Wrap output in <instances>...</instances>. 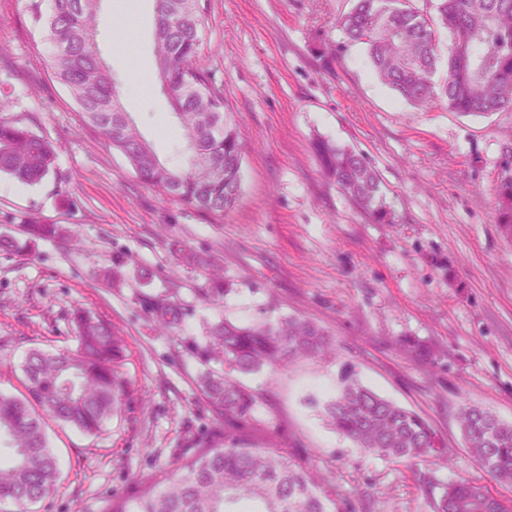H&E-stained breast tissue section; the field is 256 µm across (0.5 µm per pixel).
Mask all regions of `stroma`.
Masks as SVG:
<instances>
[{"label":"stroma","mask_w":512,"mask_h":512,"mask_svg":"<svg viewBox=\"0 0 512 512\" xmlns=\"http://www.w3.org/2000/svg\"><path fill=\"white\" fill-rule=\"evenodd\" d=\"M199 66L224 87L228 112L249 143L241 192L217 216L139 181L127 159L85 126L51 75V50L34 10L51 0H0V96L17 121L53 143L55 169L23 192L0 174V235L30 223L75 236L0 251V392L23 395L33 348L76 346L72 317L91 311L127 342L131 392L99 433L53 419L45 432L60 478L34 512H109L201 445L224 419L196 386L203 370L184 339L205 323L295 316L325 329L336 359L294 361L240 376L258 397L250 443L317 470L343 512H435L445 485L468 481L506 504L498 482L466 450L457 423L466 403L512 423V240L497 223L496 188L512 152V111L468 115L418 109L382 86L361 46L323 69L321 41L350 0H206ZM154 0H101L97 45L123 105L157 154L171 158L179 132L166 99L134 81L155 74ZM361 152L377 170L392 224L373 223L321 172L313 144ZM210 256L231 292L207 301ZM121 274L116 285L104 270ZM176 302L182 327L160 332L152 311ZM423 416L447 463L363 452L326 425L324 405L343 372Z\"/></svg>","instance_id":"obj_1"}]
</instances>
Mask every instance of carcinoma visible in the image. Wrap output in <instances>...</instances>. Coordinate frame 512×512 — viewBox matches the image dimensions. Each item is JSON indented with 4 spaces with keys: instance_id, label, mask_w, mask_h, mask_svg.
I'll use <instances>...</instances> for the list:
<instances>
[{
    "instance_id": "cac0c4a2",
    "label": "carcinoma",
    "mask_w": 512,
    "mask_h": 512,
    "mask_svg": "<svg viewBox=\"0 0 512 512\" xmlns=\"http://www.w3.org/2000/svg\"><path fill=\"white\" fill-rule=\"evenodd\" d=\"M101 0H52L46 19L55 51L49 67L66 88L88 125L98 129L129 162L140 181L212 214L222 215L241 191L244 145L224 88L212 71L197 65L207 24L204 0H156L153 40L158 91L168 101L182 133L177 159L163 160L125 110L112 73L96 48ZM344 42H322L323 68L347 45L365 49L376 78L406 103L427 108L439 103L450 112L488 114L512 108V0H435L426 14L411 0H353L338 19ZM448 33V56L438 54V33ZM445 76L433 77L438 67ZM315 152L327 178L380 224L392 223L383 203L378 172L355 150L321 140ZM56 150L46 138L17 122L0 121V174L27 185L55 168ZM498 224L512 237V178L497 187ZM67 227L28 224L27 241L0 236V251L24 252L36 239L66 237ZM230 291L213 274L205 296L224 301ZM160 328L172 332L178 307L156 305ZM77 348L33 349L23 372L27 394L0 392V441L12 450L0 461V512H29L59 479L43 417L48 415L85 434L99 432L118 410L128 381L120 371L126 343L104 320L79 311L73 318ZM191 349L207 366L197 385L224 417V443L207 444L149 489L132 510L111 512H232L248 501L255 512H330L331 498L313 472L282 454L253 447L246 430L255 419L257 397L233 375L277 370L302 358L335 351L329 334L312 321L288 317L276 322L208 324ZM224 367V373L208 368ZM327 424L365 451L386 457H444L440 437L418 413L381 397L351 376L324 408ZM465 447L497 480L512 485V424L466 405L460 413ZM436 512H512L501 500L467 482L451 483Z\"/></svg>"
}]
</instances>
